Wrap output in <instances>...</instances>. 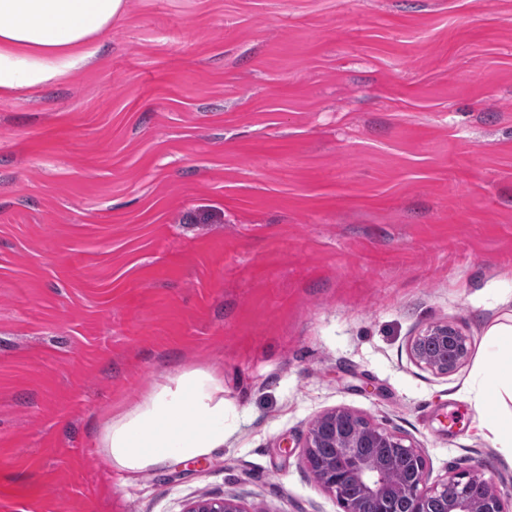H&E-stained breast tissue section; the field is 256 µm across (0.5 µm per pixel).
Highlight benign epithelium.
Wrapping results in <instances>:
<instances>
[{
  "label": "benign epithelium",
  "mask_w": 512,
  "mask_h": 512,
  "mask_svg": "<svg viewBox=\"0 0 512 512\" xmlns=\"http://www.w3.org/2000/svg\"><path fill=\"white\" fill-rule=\"evenodd\" d=\"M414 362L436 375L458 369L470 355V339L447 324L427 327L410 341ZM362 448H397L411 462L400 484L391 481L385 468L370 466ZM304 459L321 487L333 494L344 512H381L383 504L398 499L406 512H434L444 485L455 482L464 491L452 502L443 503L442 512H506L503 498L479 499L469 488L486 486L489 480L479 470L454 474L428 484L427 460L422 449L405 444V439L385 431L367 419L345 409H335L319 417L311 426L304 444ZM357 486L361 494L349 497L346 489ZM186 512H249L236 499L201 498Z\"/></svg>",
  "instance_id": "obj_1"
}]
</instances>
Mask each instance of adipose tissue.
Returning a JSON list of instances; mask_svg holds the SVG:
<instances>
[{
  "instance_id": "obj_1",
  "label": "adipose tissue",
  "mask_w": 512,
  "mask_h": 512,
  "mask_svg": "<svg viewBox=\"0 0 512 512\" xmlns=\"http://www.w3.org/2000/svg\"><path fill=\"white\" fill-rule=\"evenodd\" d=\"M126 0H0V93L47 86L93 63L99 37L121 18ZM488 370L477 409L497 406L486 436L512 458V325H496L484 348ZM224 444V381L214 369L193 368L100 426L105 463L135 476L175 461L206 457Z\"/></svg>"
}]
</instances>
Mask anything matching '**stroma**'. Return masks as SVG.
<instances>
[{
	"label": "stroma",
	"instance_id": "obj_1",
	"mask_svg": "<svg viewBox=\"0 0 512 512\" xmlns=\"http://www.w3.org/2000/svg\"><path fill=\"white\" fill-rule=\"evenodd\" d=\"M98 60L0 98V512H342L303 460L344 408L430 482L481 436L512 324V0H127ZM471 342L438 376L409 344ZM224 445L130 479L100 423L184 369ZM414 362L436 375H448L458 369L470 355V339L459 329L435 324L410 341ZM484 348L488 371L481 373L476 408L498 406L504 396L512 401V325H496L489 330ZM185 512H249V510L236 499L224 495V498H201Z\"/></svg>",
	"mask_w": 512,
	"mask_h": 512
}]
</instances>
